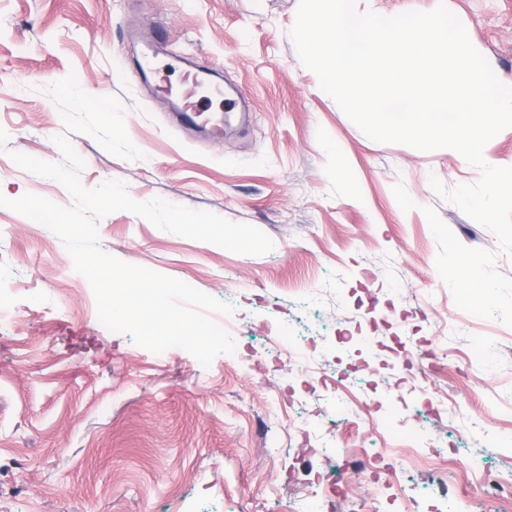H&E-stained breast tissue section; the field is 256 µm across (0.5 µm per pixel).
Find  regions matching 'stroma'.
Wrapping results in <instances>:
<instances>
[{"label": "stroma", "instance_id": "35a3bbf8", "mask_svg": "<svg viewBox=\"0 0 512 512\" xmlns=\"http://www.w3.org/2000/svg\"><path fill=\"white\" fill-rule=\"evenodd\" d=\"M299 0H0V129L9 151L63 156L50 86L76 74L117 96L144 160L71 141L84 186L120 180L262 230L263 255L160 230L127 211L98 223L101 248L191 284L230 313L235 351L202 366L159 355L97 317L89 282L58 236L0 206V512H334L323 479L342 452L347 512H512L484 500L512 480V256L430 186L473 184L456 151L367 137L301 62ZM446 7L497 77L512 83V0H356L397 15ZM224 137L180 121L190 63ZM8 151V153H9ZM0 152V193L63 206L59 182ZM482 286L469 299V270ZM297 333L322 370L282 379L275 337ZM434 352L404 370L395 350ZM345 461L348 462L349 466L371 477L374 473L375 465L379 461V456L369 453L363 448H361L359 452H357V450H347L345 452Z\"/></svg>", "mask_w": 512, "mask_h": 512}]
</instances>
